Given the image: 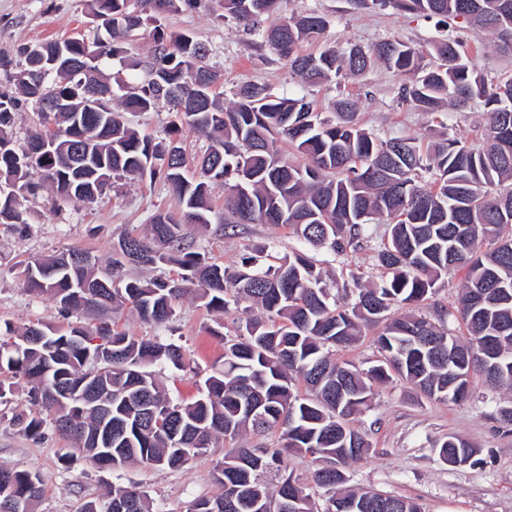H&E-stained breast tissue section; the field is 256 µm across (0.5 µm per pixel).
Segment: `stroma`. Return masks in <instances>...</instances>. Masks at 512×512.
Returning a JSON list of instances; mask_svg holds the SVG:
<instances>
[{"label": "stroma", "mask_w": 512, "mask_h": 512, "mask_svg": "<svg viewBox=\"0 0 512 512\" xmlns=\"http://www.w3.org/2000/svg\"><path fill=\"white\" fill-rule=\"evenodd\" d=\"M309 11L325 17L326 29L319 40L301 45L304 54L327 48L366 49L396 39L426 48L425 61L432 64L436 58L431 46L451 33L465 41L469 55L490 77L512 76V50L496 49L487 32L461 19L447 26L418 15H398L389 8H362L353 0H280L276 17L284 20ZM160 32L188 34L207 45L209 62L221 73L216 91L226 101L240 85L258 83L281 97L307 96L320 112L332 111L342 97L357 100L361 126L382 140L415 137L427 142L445 133L478 145L484 138L487 115L481 103L433 116L419 112L400 99L404 77L378 64L361 75L326 85H303L270 46L225 17L223 0H200L157 24L145 21L125 58L104 61L105 72L121 73L128 85H140L147 77L145 63ZM71 37L89 42L96 38L86 0H0V55L14 56L23 44ZM26 208L25 227L0 224V323L92 328L96 319L64 315L49 296L22 288L23 263L79 250L98 264H106L123 234H145L153 214L175 210L176 202L162 183L122 180L90 204L66 201L45 190L27 202ZM387 234L386 225L369 224L358 242L343 252L314 251L338 304L354 301L353 294L344 289L347 282L381 280L383 270L375 255ZM191 238L212 260L229 268L246 254L282 258L305 247L291 230L274 224L215 222L207 229L192 230ZM463 281V272L449 271L445 286L419 307L420 314L444 321L449 333L458 336L463 333L457 317ZM246 317L241 307L215 315L196 295L188 294L178 301L167 323H145L125 310L114 314L111 324L118 332L182 346L189 369L158 370L170 397L181 401L196 396V373L208 372L220 363L223 336L241 334ZM9 385L10 394L0 400V466L41 472L44 491L37 512H82L88 502L104 504L118 488L145 491L156 512H190L196 500L220 494L215 476L225 446L180 470L133 467L115 471L80 457L65 461L61 454L66 442L53 429L33 438L17 423L19 416L40 412L29 397L26 380L13 377ZM510 403L512 390L491 389L478 375L471 380L468 396L458 401L429 400L400 382L375 386L370 410L353 420L366 433L373 452L347 466L349 487L414 498L422 512H512V427L497 419L498 408ZM448 435L467 439L479 448V464L459 468L440 460L435 444Z\"/></svg>", "instance_id": "1"}]
</instances>
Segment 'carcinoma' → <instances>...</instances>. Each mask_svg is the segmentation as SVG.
<instances>
[{"label":"carcinoma","mask_w":512,"mask_h":512,"mask_svg":"<svg viewBox=\"0 0 512 512\" xmlns=\"http://www.w3.org/2000/svg\"><path fill=\"white\" fill-rule=\"evenodd\" d=\"M224 0L225 14L257 31L306 84L330 83L344 73L359 74L375 62L409 77L402 101L432 114L448 107L480 101L488 115L486 145L442 136L424 145L412 137L379 142L361 127L357 105L341 99L335 118L316 111L305 96L277 97L264 85L249 83L224 105L213 93L219 79L207 62L205 46L185 34L158 33L150 78L139 91L126 94L121 73L108 76L100 67L90 78L110 90L103 112H55L56 131L48 113L35 111L38 129L26 143L15 145V115L29 101L32 75L52 68L57 56L74 65L88 44L79 37L40 43L39 53L17 49L24 64L11 67L0 58V70L14 86L0 91V223L25 224V202L49 187L62 199L90 202L115 178L159 180L177 200L174 212H159L147 234L118 239V258L102 273L95 265H77L66 255L26 263L22 286L33 294H49L61 309L100 318L91 331L32 325L0 331V375H21L33 399L50 420L18 419L34 437L46 423L80 454L114 470L132 464L178 470L211 452L217 442L234 444L244 433H281L282 448L236 447L217 468L222 493L202 498L193 512H237L243 499L279 512L277 503L298 500L297 512H340L339 505L357 501V512H375L379 495L336 492L347 483L344 467L371 451L366 434L351 424L371 407L374 384L398 379L437 401L469 394L478 372L493 386L512 387V237L481 251L484 239L512 224V187L497 193L491 185L512 183V76L494 82L472 65L456 38L433 45L437 63H423L422 50L398 41H383L362 50L329 48L300 55L297 46L318 37L326 20L316 12L264 29L259 19L275 13L278 0ZM191 0H155L151 20L160 19ZM365 7L390 8L443 22L463 18L512 43V0H357ZM88 15L104 16L110 40L96 42L99 57H119L144 21L146 3L138 0H87ZM85 74L65 85L45 77L48 99L77 90ZM172 106L180 123L212 140L199 161V173L187 174V159L174 138L156 142L130 128L125 112H149ZM285 141L306 158L303 165L281 159ZM429 177V188L420 185ZM224 188V223L275 224L293 228L314 248L344 250L377 221L390 226L377 252L378 266L389 277L358 290L352 307L341 308L321 286V270L312 257L297 252L278 264L262 266L258 256H244L229 270L187 244V228L211 223L210 193ZM125 263L176 265L173 278L127 279L114 286ZM465 271L459 317L469 341L461 343L447 330L413 314L390 316L396 303H420L440 287L448 270ZM493 276L483 304L474 309L469 288ZM195 292L205 306L223 313L229 304L250 301L262 315L245 321V334L224 340V366L207 376L198 394L175 403L148 367L163 363L184 371L189 362L173 342L139 339L113 331L105 321L128 305L145 321L163 324L175 314L176 301ZM368 329L382 354L366 371L340 364L331 348L355 343ZM78 336L102 340L81 345ZM301 380L306 393L295 390ZM165 418L171 426L151 425ZM305 453L317 463L313 484L330 492L324 505L309 487L287 472L286 453ZM446 463H478V449L456 435L438 445ZM280 482L272 491L262 480L268 472ZM43 478L30 470L0 468V512H34ZM391 512H421L412 499L386 496ZM112 512H156L143 491L113 492Z\"/></svg>","instance_id":"1"}]
</instances>
